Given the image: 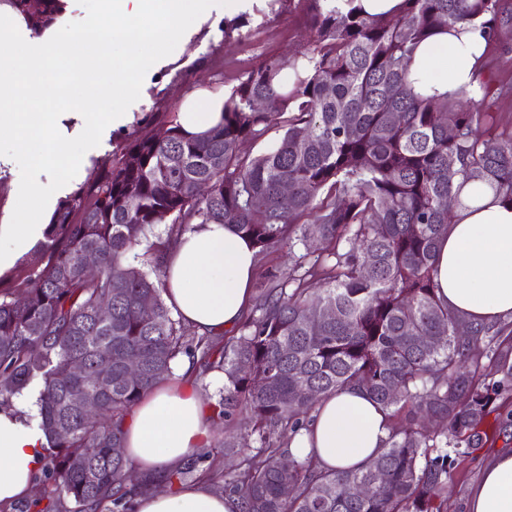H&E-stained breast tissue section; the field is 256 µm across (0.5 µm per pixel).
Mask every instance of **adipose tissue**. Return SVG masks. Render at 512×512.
Returning a JSON list of instances; mask_svg holds the SVG:
<instances>
[{
  "instance_id": "obj_1",
  "label": "adipose tissue",
  "mask_w": 512,
  "mask_h": 512,
  "mask_svg": "<svg viewBox=\"0 0 512 512\" xmlns=\"http://www.w3.org/2000/svg\"><path fill=\"white\" fill-rule=\"evenodd\" d=\"M487 44L477 21L435 35L416 53L415 90L454 94L477 89ZM223 105V97L213 93L191 99L178 121L186 133L206 131L219 123ZM69 190L64 179L56 181L50 195L35 188L18 190L13 222L0 224V271L43 240L58 197ZM459 197L438 247V293L466 319L512 320V203L501 201L486 184L466 185ZM256 265V248L230 226H199L167 253L166 302L199 333L232 329L251 303ZM178 374L177 381L144 396L124 424L125 456L147 479L192 457L210 438V410L191 384L190 363H182ZM388 431L389 421L378 405L363 390L350 387L324 395L289 448L294 457H311L328 468L356 469L378 454ZM48 446L37 420L15 410L0 411L1 504L31 498ZM134 512H240V502L202 481L139 494ZM467 512H512V449L485 462Z\"/></svg>"
}]
</instances>
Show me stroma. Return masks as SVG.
Instances as JSON below:
<instances>
[{"label":"stroma","instance_id":"obj_1","mask_svg":"<svg viewBox=\"0 0 512 512\" xmlns=\"http://www.w3.org/2000/svg\"><path fill=\"white\" fill-rule=\"evenodd\" d=\"M235 15L231 8L213 13L188 40L176 61L145 76L140 97L130 107L133 122L112 131L106 148L91 165L80 166L71 188L91 181L100 168L110 164L114 150L125 140L148 132L149 121L163 113L179 111L194 91L231 89L261 60L290 57L306 47L312 37L300 12L285 8L269 15L263 24L252 26L244 40L228 42L224 39V21ZM482 78L494 90L491 110L498 131L512 133V24L502 27L497 40L489 45ZM505 448H512V436L500 434L472 454L458 456L448 481L447 512H466L484 462Z\"/></svg>","mask_w":512,"mask_h":512}]
</instances>
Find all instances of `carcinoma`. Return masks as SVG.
<instances>
[{
	"instance_id": "carcinoma-1",
	"label": "carcinoma",
	"mask_w": 512,
	"mask_h": 512,
	"mask_svg": "<svg viewBox=\"0 0 512 512\" xmlns=\"http://www.w3.org/2000/svg\"><path fill=\"white\" fill-rule=\"evenodd\" d=\"M499 2L401 0L394 14L369 15L355 0H289L313 34L307 48L287 64L260 61L200 136L176 112L153 120L60 203L45 240L0 276V407L35 386L51 447L48 503L28 512H58L66 500L68 512H130L141 484L112 449L133 406L184 357L224 373L210 404L224 422L214 447L238 461L220 477L204 452L168 471L169 486L206 479L238 496L242 512H447L453 455L487 443L492 413L498 430L512 425V334L468 324L441 300L437 248L455 183H487L512 202V134L497 132L485 108L488 84L464 106L458 94L416 92L409 67L420 44L455 24L484 17L497 31ZM7 3L38 34L63 9L61 0ZM251 22L224 21V37L243 38ZM272 130L281 132L274 148L243 152ZM161 224L166 237L149 240ZM194 224H228L260 254L301 250L221 347L164 299L169 243ZM89 252L94 279L83 270ZM104 304L112 320L102 324ZM329 307L336 317L324 315ZM432 336L441 345L424 348ZM77 358L81 377L69 373ZM132 361L138 378L126 374ZM348 387L388 416L379 455L356 470L291 456L319 397ZM79 392L97 400L94 417L73 401Z\"/></svg>"
}]
</instances>
